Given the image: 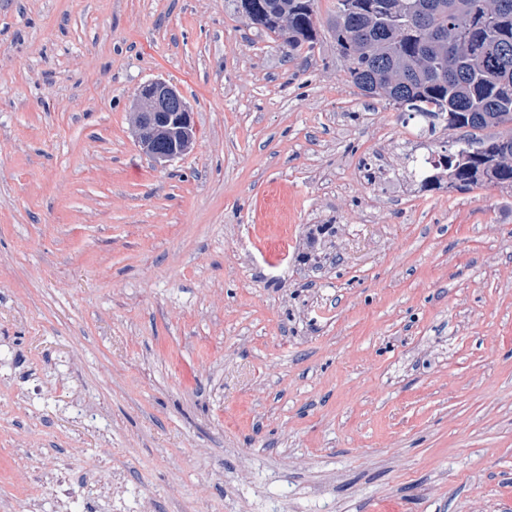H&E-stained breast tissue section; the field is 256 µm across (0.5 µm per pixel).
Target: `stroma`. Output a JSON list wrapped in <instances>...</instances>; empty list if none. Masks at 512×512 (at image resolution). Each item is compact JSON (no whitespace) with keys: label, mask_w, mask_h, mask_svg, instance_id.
I'll use <instances>...</instances> for the list:
<instances>
[{"label":"stroma","mask_w":512,"mask_h":512,"mask_svg":"<svg viewBox=\"0 0 512 512\" xmlns=\"http://www.w3.org/2000/svg\"><path fill=\"white\" fill-rule=\"evenodd\" d=\"M335 10L291 60L232 0H0V512H512V190L425 184L464 130ZM134 123L139 146L159 164L181 156L195 140L194 112L177 86L162 78L138 91Z\"/></svg>","instance_id":"stroma-1"}]
</instances>
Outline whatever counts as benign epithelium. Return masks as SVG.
I'll return each mask as SVG.
<instances>
[{
    "label": "benign epithelium",
    "mask_w": 512,
    "mask_h": 512,
    "mask_svg": "<svg viewBox=\"0 0 512 512\" xmlns=\"http://www.w3.org/2000/svg\"><path fill=\"white\" fill-rule=\"evenodd\" d=\"M135 132L139 146L159 164L191 148L196 135L194 112L176 85L157 78L140 88Z\"/></svg>",
    "instance_id": "1"
}]
</instances>
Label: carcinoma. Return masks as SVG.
I'll return each instance as SVG.
<instances>
[{"label":"carcinoma","instance_id":"1","mask_svg":"<svg viewBox=\"0 0 512 512\" xmlns=\"http://www.w3.org/2000/svg\"><path fill=\"white\" fill-rule=\"evenodd\" d=\"M253 25L285 39L293 58L314 50V0H250ZM431 5L427 22L412 21ZM336 50L349 61L352 82L381 96L411 118L435 127L484 130L512 124V0H337L328 20ZM512 134L467 138L433 168L469 191L512 184Z\"/></svg>","mask_w":512,"mask_h":512}]
</instances>
